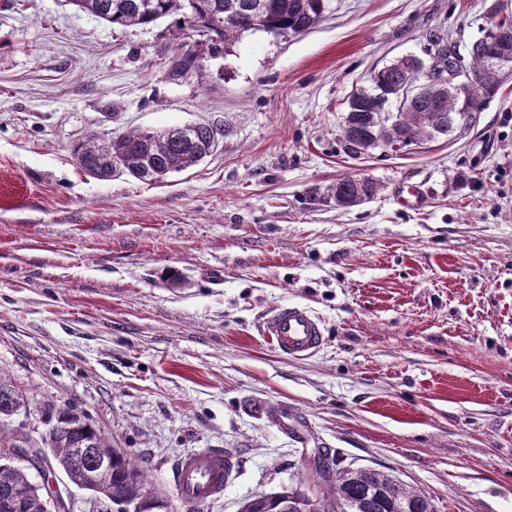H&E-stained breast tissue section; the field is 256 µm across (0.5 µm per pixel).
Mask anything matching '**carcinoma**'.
I'll return each mask as SVG.
<instances>
[{
	"label": "carcinoma",
	"instance_id": "carcinoma-1",
	"mask_svg": "<svg viewBox=\"0 0 512 512\" xmlns=\"http://www.w3.org/2000/svg\"><path fill=\"white\" fill-rule=\"evenodd\" d=\"M76 10L91 14L113 25L145 26L180 13L188 29L204 40L195 44L193 53L176 60V72H189L196 63L228 51L243 34L254 31L248 14L258 10L260 30L274 36L303 33L314 27L327 9V0H65ZM499 50L492 34L472 44L469 69L480 72ZM420 74L414 58L401 57L373 71L370 86L354 92L340 124L339 139L346 155L358 158L377 148L379 140L402 141L407 145L432 141L454 132L466 116L463 102L448 94L436 102L428 91L413 99L399 112V122L384 127L374 120L373 98L382 93L394 99L403 86L416 87ZM217 145L216 131L199 124L193 129L178 127L160 131L129 130L101 138L89 134L78 143L75 155L80 167L91 177L106 180L130 176L140 182L161 183L170 175L186 171L210 156ZM378 193L376 182L368 177H346L328 189L339 208H350L372 199ZM25 405L24 396L0 370V449L11 448L19 433L7 428L5 421ZM57 429L51 439L53 458L47 468L63 472L76 485L85 480L93 458L92 448H109L111 443L86 417L74 408L58 413ZM28 496L26 512H44L38 487L27 470L7 467L0 458V506L5 493ZM322 497L345 512L349 504L364 502L362 512H434L426 496L407 490L390 475L373 469L356 473L340 470L321 487ZM108 498L115 512H128L135 505L139 512H157L161 496L150 490L144 466L125 451L112 450V481Z\"/></svg>",
	"mask_w": 512,
	"mask_h": 512
}]
</instances>
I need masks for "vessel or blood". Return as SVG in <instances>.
<instances>
[{
  "label": "vessel or blood",
  "mask_w": 512,
  "mask_h": 512,
  "mask_svg": "<svg viewBox=\"0 0 512 512\" xmlns=\"http://www.w3.org/2000/svg\"><path fill=\"white\" fill-rule=\"evenodd\" d=\"M262 332L279 353L293 358L313 356L327 339L323 321L298 303L276 307L265 319ZM237 466V458L223 449L197 448L175 459L170 482L183 501L201 503L223 496Z\"/></svg>",
  "instance_id": "vessel-or-blood-1"
}]
</instances>
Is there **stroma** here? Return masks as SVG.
Segmentation results:
<instances>
[{
    "instance_id": "obj_1",
    "label": "stroma",
    "mask_w": 512,
    "mask_h": 512,
    "mask_svg": "<svg viewBox=\"0 0 512 512\" xmlns=\"http://www.w3.org/2000/svg\"><path fill=\"white\" fill-rule=\"evenodd\" d=\"M497 0H329L288 37L247 33L173 71L172 15L121 27L65 0H0V369L41 438L85 412L148 465L171 512H239L309 483L304 456L392 475L435 512H512V77L452 138L339 141L372 70L460 55ZM203 123L218 147L160 184L97 180L73 147ZM369 177L371 200L327 189ZM327 329L308 359L263 336L279 304ZM224 448L223 497L191 505L174 460ZM378 191L376 182L368 177H346L336 181L328 189L327 196L336 200V207L350 208L372 199Z\"/></svg>"
}]
</instances>
